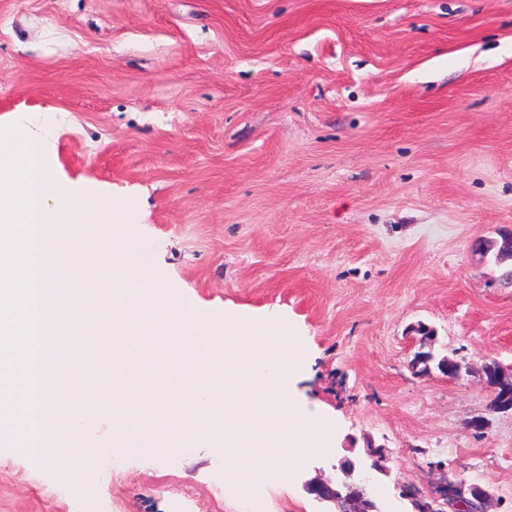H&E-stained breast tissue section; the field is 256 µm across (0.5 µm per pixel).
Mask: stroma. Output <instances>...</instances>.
Here are the masks:
<instances>
[{
    "label": "stroma",
    "instance_id": "35a3bbf8",
    "mask_svg": "<svg viewBox=\"0 0 512 512\" xmlns=\"http://www.w3.org/2000/svg\"><path fill=\"white\" fill-rule=\"evenodd\" d=\"M25 117L49 124L59 181L127 205L176 301L294 324L289 386L334 443L263 512H326L304 484L345 460L381 512L447 479L512 512V410L483 374L512 368V288L470 251L512 227V0H0V127ZM421 324L467 375L411 369ZM81 430L111 485L5 447L0 477L30 485L0 512H47L48 484L162 512L167 480L201 491L216 458L123 451L106 417Z\"/></svg>",
    "mask_w": 512,
    "mask_h": 512
}]
</instances>
